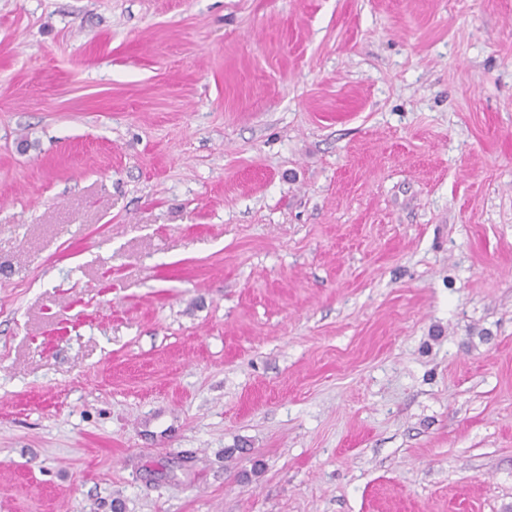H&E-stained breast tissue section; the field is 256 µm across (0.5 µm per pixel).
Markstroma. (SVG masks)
<instances>
[{"mask_svg":"<svg viewBox=\"0 0 512 512\" xmlns=\"http://www.w3.org/2000/svg\"><path fill=\"white\" fill-rule=\"evenodd\" d=\"M0 512H512V0H0Z\"/></svg>","mask_w":512,"mask_h":512,"instance_id":"stroma-1","label":"stroma"}]
</instances>
